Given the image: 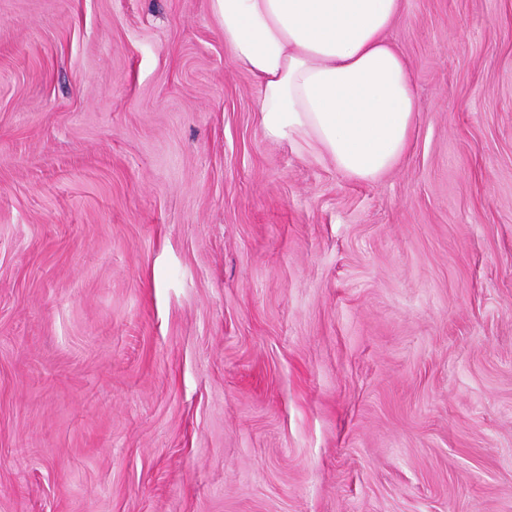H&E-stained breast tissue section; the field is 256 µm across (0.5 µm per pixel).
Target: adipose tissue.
Listing matches in <instances>:
<instances>
[{"instance_id":"ef3b65f1","label":"adipose tissue","mask_w":512,"mask_h":512,"mask_svg":"<svg viewBox=\"0 0 512 512\" xmlns=\"http://www.w3.org/2000/svg\"><path fill=\"white\" fill-rule=\"evenodd\" d=\"M233 65L258 90L266 134L307 141L373 181L407 150L418 101L386 33L403 0H210Z\"/></svg>"}]
</instances>
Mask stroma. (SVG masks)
Instances as JSON below:
<instances>
[{
  "instance_id": "35a3bbf8",
  "label": "stroma",
  "mask_w": 512,
  "mask_h": 512,
  "mask_svg": "<svg viewBox=\"0 0 512 512\" xmlns=\"http://www.w3.org/2000/svg\"><path fill=\"white\" fill-rule=\"evenodd\" d=\"M362 182L209 0H0V512H512V0H404Z\"/></svg>"
}]
</instances>
